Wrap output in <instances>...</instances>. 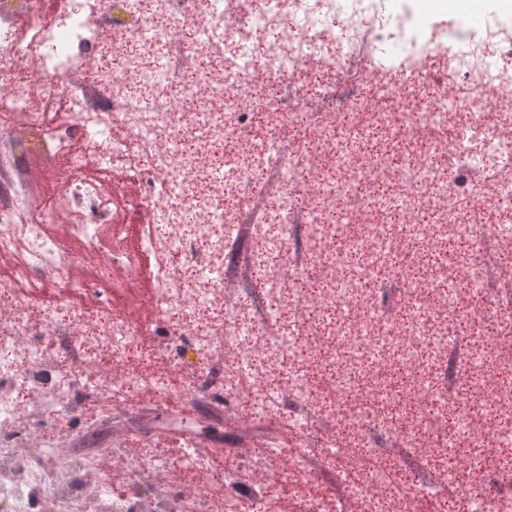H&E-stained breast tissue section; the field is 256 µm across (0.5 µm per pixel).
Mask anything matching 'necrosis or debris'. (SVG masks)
Instances as JSON below:
<instances>
[{
	"mask_svg": "<svg viewBox=\"0 0 512 512\" xmlns=\"http://www.w3.org/2000/svg\"><path fill=\"white\" fill-rule=\"evenodd\" d=\"M418 13L0 0V447L24 451L0 512H512L487 481H512V306L481 260L512 286V12ZM23 131L65 174L26 223ZM242 224L248 298L219 275ZM146 400L288 438L97 427Z\"/></svg>",
	"mask_w": 512,
	"mask_h": 512,
	"instance_id": "4bbe7bcc",
	"label": "necrosis or debris"
}]
</instances>
